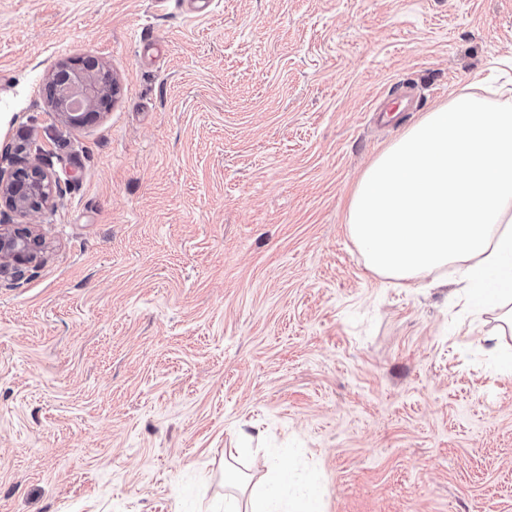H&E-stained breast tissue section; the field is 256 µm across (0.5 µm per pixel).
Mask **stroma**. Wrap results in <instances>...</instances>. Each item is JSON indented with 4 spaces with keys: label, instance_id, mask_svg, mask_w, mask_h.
Listing matches in <instances>:
<instances>
[{
    "label": "stroma",
    "instance_id": "1",
    "mask_svg": "<svg viewBox=\"0 0 512 512\" xmlns=\"http://www.w3.org/2000/svg\"><path fill=\"white\" fill-rule=\"evenodd\" d=\"M93 56L85 126L45 82ZM512 57V0H0V168L43 260L0 278V512H217L241 433L323 512H512V375L455 283L370 273L363 170ZM20 170L29 173V182L17 181L16 174ZM59 192L56 180L39 165L29 164L25 168L17 169L7 179L0 170V198H4L13 210L23 217L51 205Z\"/></svg>",
    "mask_w": 512,
    "mask_h": 512
}]
</instances>
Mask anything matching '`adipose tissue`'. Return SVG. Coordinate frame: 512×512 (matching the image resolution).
<instances>
[{"label":"adipose tissue","instance_id":"ef3b65f1","mask_svg":"<svg viewBox=\"0 0 512 512\" xmlns=\"http://www.w3.org/2000/svg\"><path fill=\"white\" fill-rule=\"evenodd\" d=\"M347 231L366 267L415 282L454 267L472 312H503L512 328V96L462 91L425 113L364 169ZM293 472L272 467L224 512H321L311 493L284 494Z\"/></svg>","mask_w":512,"mask_h":512}]
</instances>
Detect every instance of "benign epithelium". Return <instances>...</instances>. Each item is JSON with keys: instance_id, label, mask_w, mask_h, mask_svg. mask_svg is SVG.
Wrapping results in <instances>:
<instances>
[{"instance_id": "benign-epithelium-1", "label": "benign epithelium", "mask_w": 512, "mask_h": 512, "mask_svg": "<svg viewBox=\"0 0 512 512\" xmlns=\"http://www.w3.org/2000/svg\"><path fill=\"white\" fill-rule=\"evenodd\" d=\"M46 86L53 111L71 125L86 123L109 94L83 59L60 63L48 75ZM25 171L31 176L26 183L18 182L14 175L6 179L0 173V198L23 217L51 205L59 194L56 180L40 166L29 164ZM42 250V237L31 228L0 225V272L10 268L15 278H22L39 261Z\"/></svg>"}]
</instances>
